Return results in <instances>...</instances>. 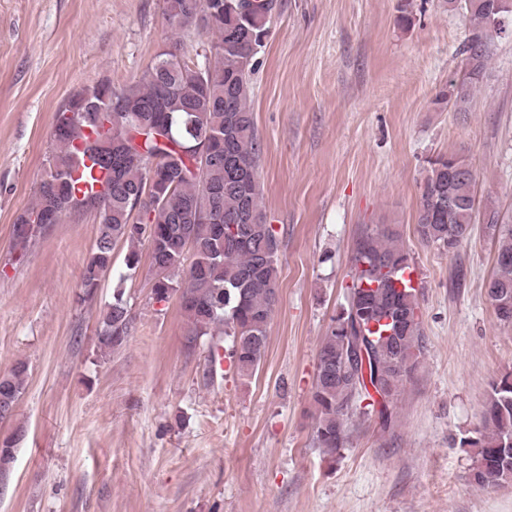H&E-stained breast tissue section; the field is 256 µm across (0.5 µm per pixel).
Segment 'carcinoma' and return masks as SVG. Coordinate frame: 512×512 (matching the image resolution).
<instances>
[{"instance_id": "cac0c4a2", "label": "carcinoma", "mask_w": 512, "mask_h": 512, "mask_svg": "<svg viewBox=\"0 0 512 512\" xmlns=\"http://www.w3.org/2000/svg\"><path fill=\"white\" fill-rule=\"evenodd\" d=\"M166 13L173 34L200 25L211 35V53L187 61L172 49L159 53L121 89L109 83L85 88L56 111L54 152L33 204L15 219L13 251L23 256L52 224V216L94 213L98 232L80 280L82 301L92 299L112 270L119 242L135 271L139 246H152L153 296L179 300L185 347L224 330L238 374L252 376L268 341L278 304V232L261 207L257 167L263 153L251 106V76L258 48L269 32L278 0H177ZM471 22L463 46L462 75L448 81L434 104L469 111L490 59L494 33L486 0H448ZM120 136L101 144L103 114L113 102ZM89 160L106 174L99 192L78 193L73 173ZM455 154L427 161L417 206L418 238L450 253L482 218L495 244V269L486 288L495 291L497 318L512 324V215L492 200L476 206V175ZM345 304L332 317L318 355L311 399L314 443L334 456L349 441L355 411L375 416L382 430L393 424L390 405L418 371L424 352L420 295L401 286L412 269L397 224H367L357 231ZM133 317L122 293L113 295L98 329L100 350H115L130 336ZM28 365L0 373V418L13 414L26 388ZM461 444L472 449L471 482L478 488L512 483V372L486 394L481 429Z\"/></svg>"}]
</instances>
